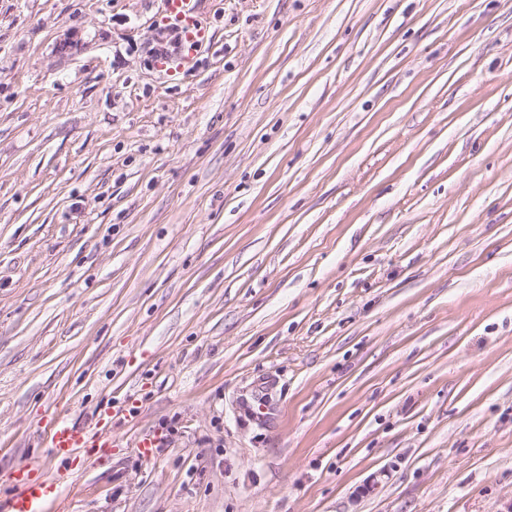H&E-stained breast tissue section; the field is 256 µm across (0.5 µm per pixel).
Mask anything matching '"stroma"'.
Here are the masks:
<instances>
[{"mask_svg":"<svg viewBox=\"0 0 512 512\" xmlns=\"http://www.w3.org/2000/svg\"><path fill=\"white\" fill-rule=\"evenodd\" d=\"M197 7L171 76L164 0H0V498L504 512L512 0ZM167 1V20L179 30L181 41L177 53L155 55V59L160 68L172 71L177 70L186 58L198 51L207 40L208 32L197 15L196 0ZM44 434L53 455L70 454L79 448H107L111 445L98 430L75 427L61 417L52 418ZM36 468V464H26L7 475L16 490L9 499H0L1 512H47L48 505L59 497L60 479L47 475L30 479L28 472Z\"/></svg>","mask_w":512,"mask_h":512,"instance_id":"35a3bbf8","label":"stroma"}]
</instances>
